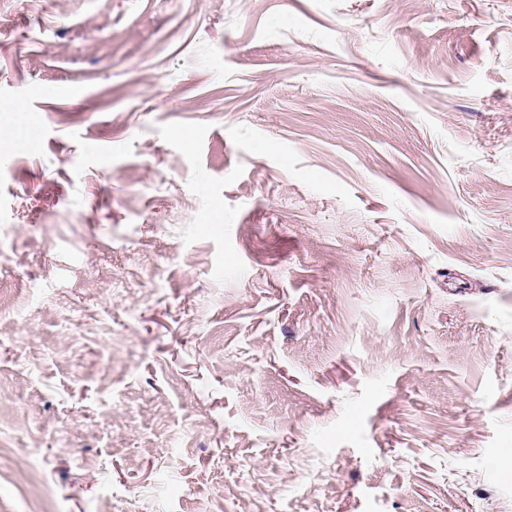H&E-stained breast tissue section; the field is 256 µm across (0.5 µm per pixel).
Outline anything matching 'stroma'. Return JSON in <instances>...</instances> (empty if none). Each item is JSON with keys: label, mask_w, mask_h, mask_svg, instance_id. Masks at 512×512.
Returning <instances> with one entry per match:
<instances>
[{"label": "stroma", "mask_w": 512, "mask_h": 512, "mask_svg": "<svg viewBox=\"0 0 512 512\" xmlns=\"http://www.w3.org/2000/svg\"><path fill=\"white\" fill-rule=\"evenodd\" d=\"M1 138L0 512H512V0H0Z\"/></svg>", "instance_id": "35a3bbf8"}]
</instances>
